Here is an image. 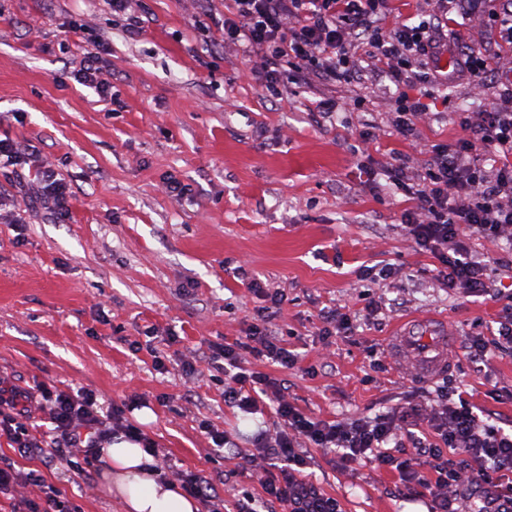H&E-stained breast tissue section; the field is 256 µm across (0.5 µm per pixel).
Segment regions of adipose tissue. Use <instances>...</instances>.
Returning a JSON list of instances; mask_svg holds the SVG:
<instances>
[{
  "label": "adipose tissue",
  "mask_w": 512,
  "mask_h": 512,
  "mask_svg": "<svg viewBox=\"0 0 512 512\" xmlns=\"http://www.w3.org/2000/svg\"><path fill=\"white\" fill-rule=\"evenodd\" d=\"M98 461L102 489L122 512H199L198 501L163 479L140 443L112 437L100 448Z\"/></svg>",
  "instance_id": "adipose-tissue-1"
}]
</instances>
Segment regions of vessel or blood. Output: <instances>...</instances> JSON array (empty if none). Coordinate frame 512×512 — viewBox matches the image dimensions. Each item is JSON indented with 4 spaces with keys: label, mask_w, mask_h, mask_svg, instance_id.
I'll use <instances>...</instances> for the list:
<instances>
[{
    "label": "vessel or blood",
    "mask_w": 512,
    "mask_h": 512,
    "mask_svg": "<svg viewBox=\"0 0 512 512\" xmlns=\"http://www.w3.org/2000/svg\"><path fill=\"white\" fill-rule=\"evenodd\" d=\"M388 344L398 355L413 359L425 374L446 368L451 346L447 327L428 320H417L400 328L389 337Z\"/></svg>",
    "instance_id": "obj_1"
}]
</instances>
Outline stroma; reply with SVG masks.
<instances>
[{"label": "stroma", "mask_w": 512, "mask_h": 512, "mask_svg": "<svg viewBox=\"0 0 512 512\" xmlns=\"http://www.w3.org/2000/svg\"><path fill=\"white\" fill-rule=\"evenodd\" d=\"M144 21L127 30L129 16ZM224 0L198 14L187 0H134L130 15L110 0H0V139L50 165L72 193L57 222L34 198L28 171L0 174V377L30 389L93 390L101 407L139 397L154 414L143 431L166 478H212L220 512L261 499L269 466L245 469L239 454L214 448L209 430L252 452L261 429L279 431L273 405L246 415L224 403L225 376L208 360L231 344L281 293L275 328L298 355L270 367L288 398L315 420H353L406 408L413 391L431 402L434 377L413 373L387 347L411 317L447 321L455 338L446 372L488 424L512 427V353L474 364L467 337L497 331L501 304L468 297L436 279L439 262L413 251L401 214L407 196L385 175L406 155L417 167L432 145L468 138L463 116L482 112L502 90L475 97L464 77L420 91L432 116L415 141L388 123L389 80L370 89L310 86L285 67L276 81L252 76L256 58L222 42ZM106 45L100 65L113 97L76 80L84 53ZM448 51L471 45L502 52L489 21L457 17ZM339 98L333 118L316 104ZM175 180L185 192L162 191ZM399 267L391 279L385 264ZM261 282L251 292L234 270ZM382 305L365 319L368 303ZM345 307L351 334L322 338L321 309ZM40 474L78 512H121L99 485V468L79 475L63 460L19 454L0 437V456ZM342 512H429V493L395 494L398 471L363 459L309 451L303 470Z\"/></svg>", "instance_id": "stroma-1"}]
</instances>
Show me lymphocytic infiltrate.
<instances>
[{
    "instance_id": "obj_1",
    "label": "lymphocytic infiltrate",
    "mask_w": 512,
    "mask_h": 512,
    "mask_svg": "<svg viewBox=\"0 0 512 512\" xmlns=\"http://www.w3.org/2000/svg\"><path fill=\"white\" fill-rule=\"evenodd\" d=\"M390 0H224V45H247L256 54V74L275 79L285 66L305 71L308 82L369 84L385 78L398 92L392 127L403 138L414 136L427 120L429 107L415 95V60H423L428 80L447 86L438 70V37L452 14L478 17L485 0H424L428 18L420 25H386ZM503 58L473 47L460 51L458 63L470 77L475 94L484 93L487 79L503 72ZM471 136L456 148L434 146L421 169L406 161L391 166L388 177L409 196L412 205L402 214L412 248L430 254L439 265L436 277L449 288L502 301L495 274L512 273V259H497L488 267L472 256V235L512 241V84L488 111L465 117ZM31 165L32 184L51 215L59 221L71 215V194L51 167L32 164L17 142L0 139V166ZM271 315L250 325L235 344L213 349L212 363L222 364L231 381L224 401L246 413H256L270 400L283 423L275 439L259 438V458L276 464V474L263 482L264 506L279 503L288 512H341L337 500L306 479V447L335 451L341 462L362 458L399 471L406 490L421 486L432 496L433 512H512V432L482 423L467 404L451 401L447 387L436 390L438 404L429 418L432 435L418 436L420 406L395 414L352 421H322L306 417L288 399L284 381L269 373L239 366L241 352L284 369L296 354L284 347L272 329ZM39 399L52 425L49 444L31 435L23 417L25 403ZM126 405L100 415L96 394L41 389L39 396L0 379V437L25 453L40 454L44 464L68 458L79 468L81 458L118 433L139 437L127 418ZM410 447L408 457L392 447ZM40 487L41 501L24 500L22 512H66L60 490L41 475L17 471L15 462L0 456V492L20 483Z\"/></svg>"
}]
</instances>
